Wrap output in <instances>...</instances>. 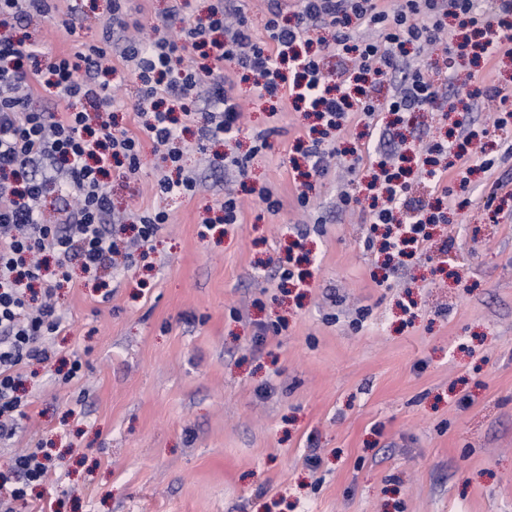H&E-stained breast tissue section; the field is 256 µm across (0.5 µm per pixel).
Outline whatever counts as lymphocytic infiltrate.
I'll list each match as a JSON object with an SVG mask.
<instances>
[{
    "label": "lymphocytic infiltrate",
    "instance_id": "1",
    "mask_svg": "<svg viewBox=\"0 0 512 512\" xmlns=\"http://www.w3.org/2000/svg\"><path fill=\"white\" fill-rule=\"evenodd\" d=\"M53 7L54 0H0L1 441L15 436L30 404L18 394L27 366L47 360L49 343L64 329L54 297L69 281L71 263L95 273L118 253L133 257L168 220L164 211L145 212L137 234L121 240L111 224L104 176L114 165L137 173L145 138L164 160L179 165L180 118L196 126L200 139H236L241 107L229 70L240 73L256 97L307 103L325 129L339 132L352 112L371 128L378 112H408L437 101V86L408 53L419 56L443 43L451 65L470 55L490 64L512 57V0H503L498 17L480 0H296L288 13L272 0L263 41L226 6L193 20L183 0H172L149 38L124 41L117 50L141 83L136 111L142 122L134 134L114 121L117 96L97 63L104 48L46 59L38 44L15 38L16 23L50 17ZM318 28L334 29L332 41H321L319 52H300ZM328 54L354 64L334 83L323 68ZM396 72L400 87L376 104L375 92ZM36 84L52 93L54 104L33 106L29 90ZM397 167V161H379L384 190L373 196L367 216L372 226L385 228V249L401 256L405 245L427 241V225L445 223L447 215L423 206L403 210L409 183ZM52 193L65 202V225L42 221L38 205ZM49 253L57 259L50 276ZM45 457L40 448L11 457L0 473V512H14L27 487L48 479Z\"/></svg>",
    "mask_w": 512,
    "mask_h": 512
}]
</instances>
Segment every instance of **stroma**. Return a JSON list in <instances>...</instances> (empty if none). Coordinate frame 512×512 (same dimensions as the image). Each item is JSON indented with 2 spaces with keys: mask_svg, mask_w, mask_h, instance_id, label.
Instances as JSON below:
<instances>
[{
  "mask_svg": "<svg viewBox=\"0 0 512 512\" xmlns=\"http://www.w3.org/2000/svg\"><path fill=\"white\" fill-rule=\"evenodd\" d=\"M58 8L66 22L24 23L18 35L55 55L101 44L112 0ZM444 58L420 59L436 84L492 80L472 62L447 71ZM492 81L512 108V65L500 62ZM235 91L237 139L182 137L192 197L157 198L173 170L147 140L137 174L111 171L124 223L159 202L169 220L128 269L90 278L71 265L56 298L66 328L52 359L32 367L15 437L0 441V466L39 444L58 463L16 512H512V125L494 127L483 102L470 103L463 131L494 166L468 185H435L414 165L411 203L446 189L467 205L387 266L367 244V201L336 206L341 192L359 195L362 170L330 167L301 208L289 159L303 112L274 114L247 84ZM447 136L440 107L422 105L379 120L363 158ZM227 152L248 160L242 221L208 226L235 175ZM264 186L278 211L261 201ZM296 240L307 277L285 284ZM76 358L80 380L60 385Z\"/></svg>",
  "mask_w": 512,
  "mask_h": 512,
  "instance_id": "1",
  "label": "stroma"
}]
</instances>
